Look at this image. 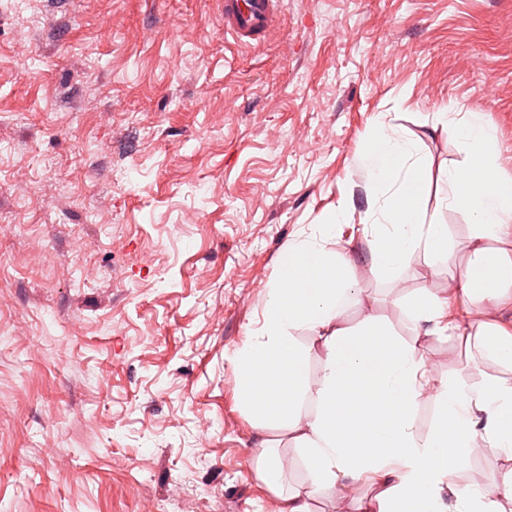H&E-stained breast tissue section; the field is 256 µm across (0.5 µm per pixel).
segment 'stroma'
Wrapping results in <instances>:
<instances>
[{"label":"stroma","instance_id":"obj_1","mask_svg":"<svg viewBox=\"0 0 512 512\" xmlns=\"http://www.w3.org/2000/svg\"><path fill=\"white\" fill-rule=\"evenodd\" d=\"M497 132L512 179V0H282L243 46L221 0H0V512H276L231 356L284 244L348 255L342 320L418 339L433 383L510 378L406 303L448 276L414 251L374 272L360 162L388 123L431 164L430 214L462 165L448 104ZM487 446L454 475L492 487Z\"/></svg>","mask_w":512,"mask_h":512}]
</instances>
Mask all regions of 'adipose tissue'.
I'll return each mask as SVG.
<instances>
[{"label": "adipose tissue", "mask_w": 512, "mask_h": 512, "mask_svg": "<svg viewBox=\"0 0 512 512\" xmlns=\"http://www.w3.org/2000/svg\"><path fill=\"white\" fill-rule=\"evenodd\" d=\"M438 118L453 128L465 156L463 165L446 170L440 204L469 219L467 260L450 272L447 298L422 292L409 302L408 317L413 325L452 332L512 371V315L498 309L512 292V250L500 245L512 233V180L500 174L496 136L480 112L450 106ZM363 161L377 191L374 269L395 271L419 247L429 266L450 271L456 244L447 225L427 215L422 188L430 165L416 142L382 129ZM349 264L317 238L288 241L259 326L232 356L253 428L287 432L307 462L308 490L288 489L283 459L261 441L256 474L276 495L277 512H311L310 492L333 493L350 482L374 491L358 512H505L512 469L490 488H456L451 478L483 441L512 460V381L494 377L479 391L455 378L435 386L417 343L403 340L390 323L370 315L357 327L344 326ZM452 300L484 305L483 320H449ZM429 391L438 422L423 436L415 414Z\"/></svg>", "instance_id": "obj_1"}]
</instances>
